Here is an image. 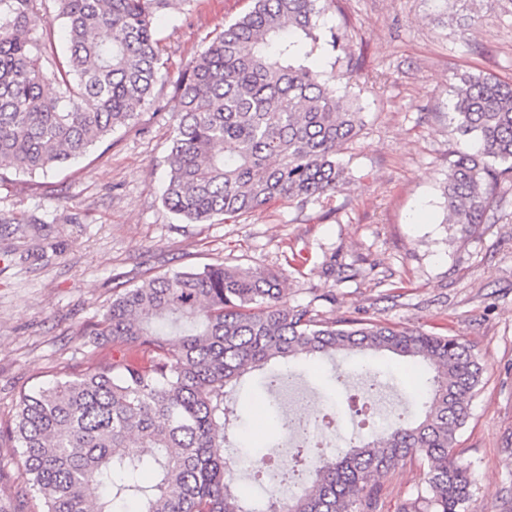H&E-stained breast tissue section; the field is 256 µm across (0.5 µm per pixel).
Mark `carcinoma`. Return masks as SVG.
Returning a JSON list of instances; mask_svg holds the SVG:
<instances>
[{"mask_svg": "<svg viewBox=\"0 0 512 512\" xmlns=\"http://www.w3.org/2000/svg\"><path fill=\"white\" fill-rule=\"evenodd\" d=\"M41 2L0 0V170L29 176L87 154L151 105L164 68L153 16L176 4L54 0L60 56ZM321 2L251 0L185 68L163 195L180 221L238 218L278 199L302 207L345 183L339 155L360 108L339 95L341 77L303 63ZM450 116L465 147L448 164L443 223L483 224L512 187V83L461 75ZM93 335L142 359L32 389L10 427L42 512H375L380 478L407 459L426 472L402 512H466L472 477L454 444L483 368L453 337L324 318L288 305L279 273L222 265L117 292ZM384 351L429 369L419 417L329 458L298 450L309 475L279 510L235 486L225 401L245 375L280 365L271 392L295 378L292 359Z\"/></svg>", "mask_w": 512, "mask_h": 512, "instance_id": "obj_1", "label": "carcinoma"}]
</instances>
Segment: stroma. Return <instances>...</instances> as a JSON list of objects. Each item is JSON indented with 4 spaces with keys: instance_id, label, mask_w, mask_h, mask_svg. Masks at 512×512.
<instances>
[{
    "instance_id": "obj_1",
    "label": "stroma",
    "mask_w": 512,
    "mask_h": 512,
    "mask_svg": "<svg viewBox=\"0 0 512 512\" xmlns=\"http://www.w3.org/2000/svg\"><path fill=\"white\" fill-rule=\"evenodd\" d=\"M250 0H191L159 11L167 77L154 104L85 157L43 176L0 175V499L39 512L13 442L4 431L34 387L110 363L112 344L90 330L117 288L189 267L272 269L289 305L331 318L362 317L440 333L470 345L483 374L455 455L472 471L467 512H512V195L486 223L443 221L439 185L464 142L449 119L452 88L469 72L512 82V0H339L320 19L306 60L318 71L362 58L340 94L361 109L363 127L341 156L346 185L297 208L269 204L234 221L184 224L162 204L174 123V87L187 64ZM340 37L331 48V34ZM37 220V231L16 226ZM307 262L295 269L291 258ZM308 413H339L332 379L350 372V393L379 381L391 407L410 406L421 384L390 353L294 361ZM260 372L246 375L229 406L241 411L252 459L271 423L256 421ZM422 470L409 462L381 480L378 512H399Z\"/></svg>"
}]
</instances>
